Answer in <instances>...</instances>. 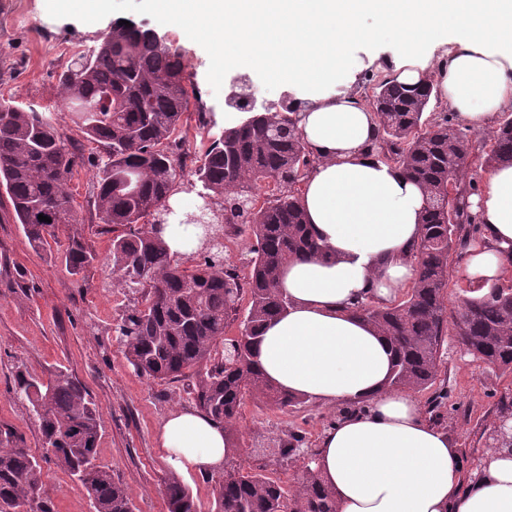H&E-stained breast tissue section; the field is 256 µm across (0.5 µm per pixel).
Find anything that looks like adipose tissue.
Wrapping results in <instances>:
<instances>
[{"mask_svg": "<svg viewBox=\"0 0 512 512\" xmlns=\"http://www.w3.org/2000/svg\"><path fill=\"white\" fill-rule=\"evenodd\" d=\"M160 16L197 31L225 29L214 55L225 67L263 69L297 87L298 128L314 165L298 204L322 253L286 264L285 313L264 328L257 360L289 394L352 404L326 430L315 467L337 512H512V452L493 448L463 481L458 448L424 417L411 389L389 385L394 353L352 309L383 305L415 281L412 247L426 197L402 169L377 158L378 118L356 94L359 67L346 46L361 38L397 49V79L430 80L447 45L441 87L457 117L490 127L512 101V0H158ZM376 20L362 34L363 17ZM482 227L464 275L490 288L512 271V165L494 164L474 198ZM158 443L178 472L216 473L237 448L223 424L185 408L162 422Z\"/></svg>", "mask_w": 512, "mask_h": 512, "instance_id": "obj_1", "label": "adipose tissue"}]
</instances>
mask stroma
Returning <instances> with one entry per match:
<instances>
[{
	"label": "stroma",
	"mask_w": 512,
	"mask_h": 512,
	"mask_svg": "<svg viewBox=\"0 0 512 512\" xmlns=\"http://www.w3.org/2000/svg\"><path fill=\"white\" fill-rule=\"evenodd\" d=\"M117 19L147 23L179 48L188 62L200 100L184 117L190 156L202 155L210 144L206 131L198 127L199 112L223 124L225 98L234 79L247 77L257 105L280 110L288 84H274L259 70L243 73L228 67L215 74L212 60L222 46L221 38L162 21L151 0H111L107 11L96 16L57 13L47 0H0V100L51 113L67 136L80 141L70 112L62 108L59 76L73 56L93 50ZM350 53L364 61L359 82L396 73L393 45L357 42ZM83 154L85 162L73 170L68 189L80 230L98 259L81 275H70L56 261L57 244L48 243L38 251L30 246L0 187V425L13 426L28 448L39 450L38 429L11 391L13 367L23 362L42 379L58 369L68 370L99 406V463L128 488L135 512H166L163 480L169 466L157 433L169 413L194 407L193 380L157 383L138 375L112 336V326L127 302L126 291L107 262L112 232L99 226L95 216L93 154L88 148ZM510 386L512 373L473 360L464 354L455 334H448L434 389L448 393L447 432L458 447L479 454L486 450L485 426L495 418L497 401ZM339 413V408L313 402L283 412L246 397L233 431L240 448L235 462L244 470L260 469L290 484L296 464L277 461L268 455V448L296 431L308 447L317 448ZM42 480L54 512H90L85 488L54 465H44Z\"/></svg>",
	"instance_id": "stroma-1"
}]
</instances>
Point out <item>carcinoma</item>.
<instances>
[{
    "label": "carcinoma",
    "instance_id": "obj_1",
    "mask_svg": "<svg viewBox=\"0 0 512 512\" xmlns=\"http://www.w3.org/2000/svg\"><path fill=\"white\" fill-rule=\"evenodd\" d=\"M189 88L183 54L134 23H112L91 54L62 72L64 106L97 149L93 193L99 223L120 229L112 235L108 259L129 299L113 328L116 340L127 363L153 381L195 370L197 407L230 431L248 393L281 410L303 403L265 380L255 351L263 327L288 308L277 286L281 268L292 258L322 251L297 206L314 160L301 141L296 110L289 107L266 108L239 127L217 132L215 122L199 115L210 136L194 170L192 188L200 204L181 221L199 217L194 225L201 230L200 261L181 266L168 252L163 225L170 223L166 211L188 157L181 132ZM430 100L428 84L409 86L386 76L373 87L379 119L373 150L423 187L426 210L411 252L412 288L389 305L363 303L355 310L392 345L389 385L418 391L438 379L448 336L450 269L466 256L469 227L477 226L467 202L471 192L457 187V176L469 166L468 135L446 117L430 121ZM83 162V153L51 115L0 101V186L34 249L66 232L58 258L72 275L98 259L77 228L67 190L68 176ZM486 163H512V117L493 133ZM40 214L51 222L39 221ZM226 224H246L253 237L245 279L208 247ZM466 292L453 315L465 354L512 373V285L485 290L471 284ZM233 324L239 334L219 355L217 339ZM12 390L38 427L41 453L25 447L15 429L0 425V512H54L41 480L44 463L79 481L93 512H134L127 487L96 463L100 413L86 387L63 369L44 382L18 368ZM446 398L443 392L429 402V419L438 425L446 423L440 411ZM302 445L303 438L293 434L269 449L283 462L302 459L287 488L260 471L231 468L215 477L214 512H336L333 491L313 467L315 453ZM163 484L167 512H200L175 472Z\"/></svg>",
    "mask_w": 512,
    "mask_h": 512
}]
</instances>
